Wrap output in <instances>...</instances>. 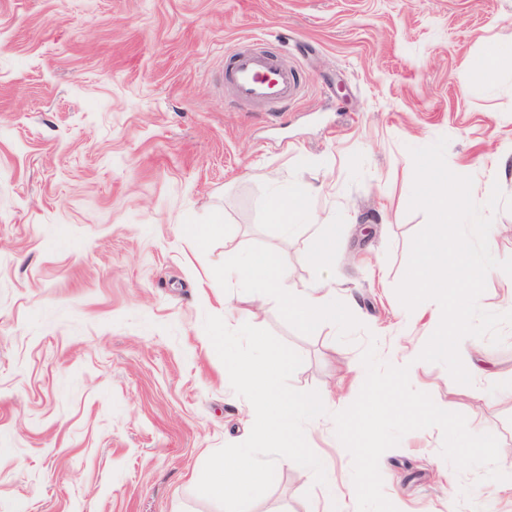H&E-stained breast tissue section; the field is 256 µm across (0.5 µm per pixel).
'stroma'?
Masks as SVG:
<instances>
[{
    "mask_svg": "<svg viewBox=\"0 0 512 512\" xmlns=\"http://www.w3.org/2000/svg\"><path fill=\"white\" fill-rule=\"evenodd\" d=\"M283 56L297 97L270 111L223 91L225 55L251 35ZM512 49V0H0V512H222L196 491L216 450L255 417L203 322L270 330L298 352L299 391L357 398L369 340L389 363L424 345L435 302L406 312L395 287L412 236L410 148L447 137L446 162L485 204L512 199V75L490 87L470 69ZM314 191L337 225L336 266L311 255L312 230L283 235L272 185ZM217 225L198 243L186 225ZM274 255L289 289L336 281L337 324L306 325L275 293L224 272ZM480 347L486 373L455 382L419 362L411 386L512 448V324ZM306 440L329 459L336 493L307 468L276 470L249 512H332L352 458L332 418ZM440 429L406 434L380 458L397 512H479L476 468L440 455Z\"/></svg>",
    "mask_w": 512,
    "mask_h": 512,
    "instance_id": "1",
    "label": "stroma"
}]
</instances>
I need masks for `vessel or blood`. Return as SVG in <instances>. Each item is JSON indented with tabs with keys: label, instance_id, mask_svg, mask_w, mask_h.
Masks as SVG:
<instances>
[{
	"label": "vessel or blood",
	"instance_id": "obj_1",
	"mask_svg": "<svg viewBox=\"0 0 512 512\" xmlns=\"http://www.w3.org/2000/svg\"><path fill=\"white\" fill-rule=\"evenodd\" d=\"M225 82L238 99L267 109L287 104L298 92L295 71L250 44L228 54Z\"/></svg>",
	"mask_w": 512,
	"mask_h": 512
}]
</instances>
